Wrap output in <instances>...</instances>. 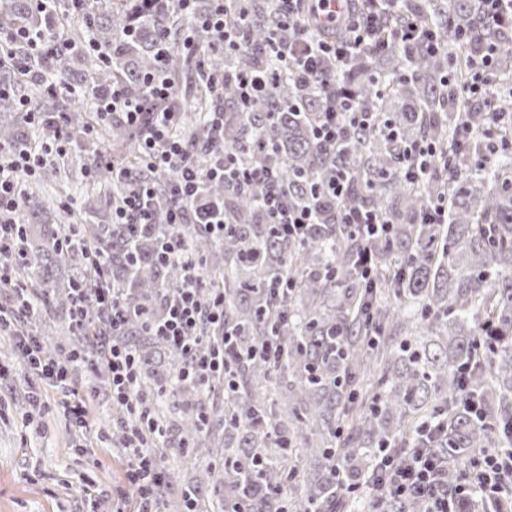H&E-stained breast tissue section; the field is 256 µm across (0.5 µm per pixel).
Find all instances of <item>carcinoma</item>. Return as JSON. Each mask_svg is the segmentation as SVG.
Here are the masks:
<instances>
[{
	"label": "carcinoma",
	"mask_w": 512,
	"mask_h": 512,
	"mask_svg": "<svg viewBox=\"0 0 512 512\" xmlns=\"http://www.w3.org/2000/svg\"><path fill=\"white\" fill-rule=\"evenodd\" d=\"M248 40L260 46L276 28L271 0H247ZM401 11L438 29L444 51L429 54L391 42L378 54L362 55L346 74L358 104L380 113L397 138L371 131L349 141L341 157L319 146L313 135L323 108L319 86L283 80L262 108L245 110L236 89L224 99L201 93L204 74L251 67L271 71L278 61L263 54H225L210 34L197 31L194 51L203 61L195 73L200 87L189 97L179 128L191 162H209L205 113L224 108V144L247 148L246 160L268 166L257 147L268 137L278 147L277 186L294 205L313 204L317 223L284 241L256 201L265 194L255 183L242 191L228 182L208 185L205 202L224 206L230 230L216 239L201 224L182 232L188 254L201 261L211 289L224 292V329L235 330L242 357L229 361L209 389L169 379L159 369L164 352L176 369L177 354L150 335L144 320L131 316L116 336L140 362V385L157 396L155 418L175 425L197 448H211L219 467L210 470L214 512H421L415 498H377L366 487L385 478L379 461L398 459L410 448H434L443 479L454 493L455 512H502L487 500L459 492L462 465L489 448H512V129L498 130L499 100L459 111L458 92L440 78L467 57L493 44L500 67L512 66V42L482 21L481 0H404ZM176 0H113L110 7L79 12L70 0H53L47 13L29 0H0V29L26 26L48 30L69 49L32 59L11 43L18 67L0 69V109L12 111L18 89L33 112L64 114L68 136L88 158L86 142L95 112L77 107L68 89L102 91L115 79L144 93L141 75L157 65L155 44L182 38ZM395 60L379 69L377 60ZM190 57L173 51L165 63L183 80ZM405 107L394 112L391 101ZM474 132L465 153L454 151L460 122ZM431 139L448 158L435 160L434 177L422 186L398 176L400 144ZM32 140L16 121L0 122V145ZM100 141L116 150L156 186L157 224L134 230L108 224L112 205L128 192L125 181L101 172L104 192L86 193L87 205L69 210L79 225L80 245L65 243L70 224L51 222L42 189L23 188L14 246L22 274L40 304L61 314L73 328L74 289L82 284L114 288L132 311L158 320L182 279L181 265L159 260L173 208L176 169L138 166L136 137L119 122L101 127ZM354 174L342 200L312 196L334 165ZM448 194V223L422 224L429 200ZM383 213L393 221L389 238L367 244L354 228L337 223L340 207ZM371 250L374 274L362 277L360 256ZM291 288L273 297L269 281ZM224 389V408L208 409L210 394ZM479 403L477 411L471 402ZM433 430L432 439L423 436Z\"/></svg>",
	"instance_id": "carcinoma-1"
}]
</instances>
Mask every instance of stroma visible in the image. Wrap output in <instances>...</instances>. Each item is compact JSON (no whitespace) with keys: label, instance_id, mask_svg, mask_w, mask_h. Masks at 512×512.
<instances>
[{"label":"stroma","instance_id":"1","mask_svg":"<svg viewBox=\"0 0 512 512\" xmlns=\"http://www.w3.org/2000/svg\"><path fill=\"white\" fill-rule=\"evenodd\" d=\"M62 173L63 189L45 190L50 209L67 203L84 205L86 165L74 143L63 155L48 158ZM38 389L48 406L30 417L28 393ZM75 396L84 401L89 431L63 416V393L30 374L14 340L0 334V512H111L112 494L124 483L126 457L119 447L120 425L112 419L113 404L99 372L78 370ZM209 459L199 451L192 463L176 468L166 500L180 499L187 487H198L209 500Z\"/></svg>","mask_w":512,"mask_h":512}]
</instances>
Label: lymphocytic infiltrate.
Listing matches in <instances>:
<instances>
[{
    "instance_id": "1",
    "label": "lymphocytic infiltrate",
    "mask_w": 512,
    "mask_h": 512,
    "mask_svg": "<svg viewBox=\"0 0 512 512\" xmlns=\"http://www.w3.org/2000/svg\"><path fill=\"white\" fill-rule=\"evenodd\" d=\"M196 0H179L180 13L186 35L181 47L191 50L190 33L199 26L208 28L217 46L226 53L246 52L250 44L246 38L248 16L242 0H212L208 13H198ZM279 17L280 30H287V38L279 33L271 35L264 50L281 62L280 71L264 75L254 70L227 72L210 79L213 92L222 93L225 83H233L244 107L255 108L264 101L266 89L281 73L290 77L321 84L324 106L321 119L314 130L318 144L333 151L343 150L349 132L378 129L386 133L387 125L376 122L374 112L361 108L349 90L340 88L339 79L355 59L369 47H383L388 42L406 45L418 44L429 52L439 50L435 33L426 22L411 18L397 26L389 25L385 16L388 0H373L371 6H357L352 0H273ZM144 95L133 94L121 81L102 92H93L92 100L101 118L117 117L142 133L139 161L147 168H164L181 164L179 179L173 188L178 204L169 212V226L164 236L160 256L163 261H175L183 268L179 288L168 299V312L159 322L150 325L152 335L168 344L179 356L175 371L177 380L206 385L210 377L224 368L223 353H210L203 347L198 334L202 321L216 325L224 323V296L212 295L202 302L204 287L202 267L186 252V241L181 231L185 224H203L216 236H223L228 224L223 213L193 211L192 205L203 193L207 183L228 181L240 187L253 183H267L269 189L260 206L268 221L274 224L283 240L297 238L316 221L311 206L294 207L272 189L274 174L270 168L248 165L238 148L224 143V114L210 115L212 158L206 167L199 168L185 159L183 143L175 135L178 114L174 108L181 97L180 88L166 77L163 67H156L143 78ZM465 102H486L503 96L512 98L499 72L495 48H487L471 61L466 83L459 91ZM54 130L39 149L21 147L7 151L0 160V256L10 251L15 236V213L21 206L18 192L20 180L31 177L47 156L64 154L67 134L62 119H55ZM436 146L420 139L404 147L398 175L404 181L417 185L431 176L430 161ZM112 177L130 184L127 195L112 209L116 224L154 223L151 184L132 176L125 167L112 169ZM95 306L104 316L107 331L96 336L90 350L75 353L74 359L84 367L95 370L106 367L112 381L113 403L127 406L132 411L130 423L122 429V443L127 457L125 484L112 497L114 512H160L157 491L166 480V472L147 440L154 427L151 422L152 399L138 389L139 363L136 355L118 344L111 333L125 317V306L117 292L107 288H82L76 295L74 321L76 329L89 323L88 306ZM17 346L27 359L30 369L41 380L49 382L61 392H69L73 379L67 369L59 366L57 351L48 349L38 337L27 334L17 339ZM390 473L388 483L379 486L382 497L402 499L412 495L423 496L427 512H451V501L441 473V461L430 448L407 451L402 459L382 461ZM462 488L479 492L492 499L501 493L506 480L512 479V453L489 452L477 463L463 469Z\"/></svg>"
}]
</instances>
